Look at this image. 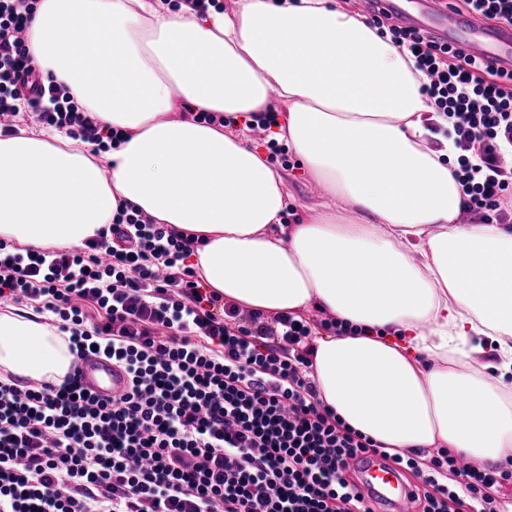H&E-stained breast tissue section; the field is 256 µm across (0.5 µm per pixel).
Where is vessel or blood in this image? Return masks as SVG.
Here are the masks:
<instances>
[{"mask_svg":"<svg viewBox=\"0 0 512 512\" xmlns=\"http://www.w3.org/2000/svg\"><path fill=\"white\" fill-rule=\"evenodd\" d=\"M403 0H361L363 8L380 7L404 24L432 30L437 36L465 44L471 54L512 69V28L489 27L473 18L456 13L449 0H417L419 8L410 12ZM69 374L87 393L99 397H117L128 391L127 373L102 355H88L70 365ZM359 468L363 492L382 505L386 512H411L412 489L404 483L398 467L379 460H354Z\"/></svg>","mask_w":512,"mask_h":512,"instance_id":"vessel-or-blood-1","label":"vessel or blood"}]
</instances>
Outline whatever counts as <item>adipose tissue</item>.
Segmentation results:
<instances>
[{"label": "adipose tissue", "mask_w": 512, "mask_h": 512, "mask_svg": "<svg viewBox=\"0 0 512 512\" xmlns=\"http://www.w3.org/2000/svg\"><path fill=\"white\" fill-rule=\"evenodd\" d=\"M89 29L98 41L79 49ZM28 44L125 140L97 157L56 130L1 137V240L78 246L127 201L200 237L194 267L225 301L349 323L312 336V376L383 451L512 462V225L461 223L457 150L389 35L340 0L202 17L167 0H39ZM265 115L326 195L304 223H284L287 181L250 136ZM72 359L42 316L0 315L1 369L55 378Z\"/></svg>", "instance_id": "obj_1"}]
</instances>
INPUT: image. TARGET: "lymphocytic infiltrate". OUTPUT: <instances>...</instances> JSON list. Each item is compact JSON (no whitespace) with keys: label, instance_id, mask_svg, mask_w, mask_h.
Instances as JSON below:
<instances>
[{"label":"lymphocytic infiltrate","instance_id":"1","mask_svg":"<svg viewBox=\"0 0 512 512\" xmlns=\"http://www.w3.org/2000/svg\"><path fill=\"white\" fill-rule=\"evenodd\" d=\"M28 0H0V133L19 113L109 151L118 134L43 79L27 50ZM414 59L430 105L459 152L467 211L512 217V72L373 16ZM198 238L119 206L83 245L0 241V298L55 315L75 358L97 352L129 374V391L100 399L76 380L0 377V512H377L351 459L377 453L319 397L307 320L241 316L201 291L186 260ZM277 338L270 346L269 338ZM415 512H501L493 472L440 448ZM454 475L464 486L445 483Z\"/></svg>","mask_w":512,"mask_h":512}]
</instances>
